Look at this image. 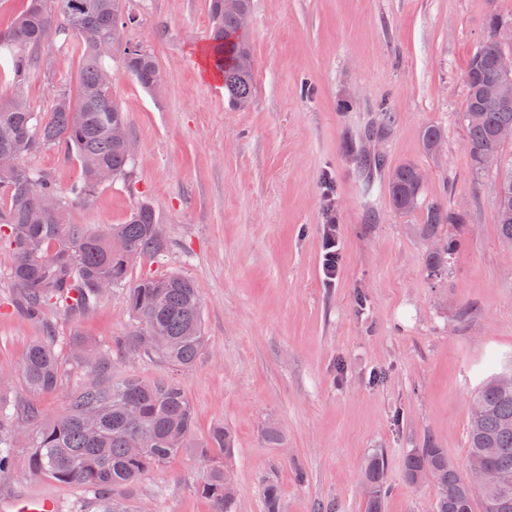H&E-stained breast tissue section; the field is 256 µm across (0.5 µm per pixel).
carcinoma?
<instances>
[{
  "label": "carcinoma",
  "mask_w": 512,
  "mask_h": 512,
  "mask_svg": "<svg viewBox=\"0 0 512 512\" xmlns=\"http://www.w3.org/2000/svg\"><path fill=\"white\" fill-rule=\"evenodd\" d=\"M212 19L210 64L224 81L229 102L246 107L252 95V57L248 32L239 27V12L225 0H209ZM135 23L125 0H26L24 9L6 32L0 47L9 51L15 92L0 94V156L13 155L17 166L0 171V240L10 250L8 279L16 289L13 310L43 329L23 355V382L34 395L50 394L60 385L64 365L56 346L48 313L68 318L95 308L105 296L102 285L126 290L131 328L112 338V346L97 351L81 339L70 349L82 371L80 385L67 397L61 414L45 418L35 403L23 415L12 410L1 393L0 381V479L13 473L19 430L24 419L30 467L63 483L85 485L94 493V512H126L110 497L115 487H131L153 468L193 448L199 456L228 452L231 432L222 425L199 440L195 436L192 406L180 383L171 377L146 381L136 376H114L112 353L128 351L156 355L177 371L192 367L205 347L203 303L198 288L179 274L147 276L130 283L133 266L124 253L138 257L161 256L168 248L164 225L147 201L137 203L123 224L98 230L70 222L73 206L91 200L118 179L132 176L135 158L112 137V128L128 129L126 112L112 85L102 83L108 60L120 51L133 79L148 93L163 85V72L151 53L124 40ZM78 55L81 69L76 99L62 94L53 110L34 111L23 89L41 70L42 52L48 46L45 30ZM489 38L472 56L465 73L467 98L462 119L473 175L498 172L507 144L497 130L512 127V103L488 98L483 88L501 81L496 57L512 51V26L498 27L488 19ZM479 111L478 123L469 113ZM446 137L436 125L423 128L427 153ZM63 148L79 163V174L70 189L61 191L46 171L21 163L24 156ZM424 180L412 163L391 173L388 195L395 211L408 214L407 200L418 201L422 234L433 240L429 266L439 271L448 263L451 246L440 235L445 224H466L468 215L424 200ZM502 193L493 203L500 236L512 242V171L501 178ZM476 411L470 412L465 467L457 466L442 448L428 443L404 461L408 483L427 482L435 475L433 512H512V369L503 370L472 395ZM388 461L381 451L372 453L362 469L368 487L365 512H384L388 486L384 481ZM484 469L508 474L505 483L477 486L472 476ZM196 490L208 498L214 512H236L237 491L224 485L219 465L203 477ZM266 512H281L279 486H263Z\"/></svg>",
  "instance_id": "1"
}]
</instances>
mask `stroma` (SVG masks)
<instances>
[{
  "label": "stroma",
  "mask_w": 512,
  "mask_h": 512,
  "mask_svg": "<svg viewBox=\"0 0 512 512\" xmlns=\"http://www.w3.org/2000/svg\"><path fill=\"white\" fill-rule=\"evenodd\" d=\"M500 3L253 0V92L248 107L237 109L202 71L208 0H131L137 21L125 39L155 57L166 83L147 93L113 56L135 172L72 208L70 221L121 224L145 200L164 224L168 252L143 258L132 276L193 279L205 349L179 373L141 354L115 355V370L144 379L177 375L197 437L217 424L232 430L234 446L217 462L239 489L237 512H265L268 479L280 488L282 512H365L362 466L377 450L388 459L385 512H432L434 487L407 483L405 457L430 440L464 463L472 394L512 365V244L495 222V177L471 172L462 121L464 75ZM78 79L77 55L57 42L46 47L25 95L35 111L48 112L59 94H76ZM430 124L447 133L443 158L423 148L420 131ZM379 125L384 134L367 144L386 160L379 184L389 168L410 161L426 174V201L467 204L468 223L441 229L454 250L438 274L429 272L420 214L397 213L383 190L370 204L361 196L347 143ZM23 162L64 190L79 172L60 148ZM329 206L341 231L331 283L322 272ZM10 261L1 243L0 378L11 381L18 408L33 402L53 416L79 375L67 371L55 393H28L20 362L40 329L12 311ZM54 320L62 341L79 336L106 347L130 317L119 290L77 319ZM271 426L280 443L265 439ZM299 469L305 481H297ZM201 475L189 451L112 495L129 512H212L195 490ZM20 490L54 495L61 512L89 496L83 486L32 471L24 448L0 497Z\"/></svg>",
  "instance_id": "obj_1"
}]
</instances>
